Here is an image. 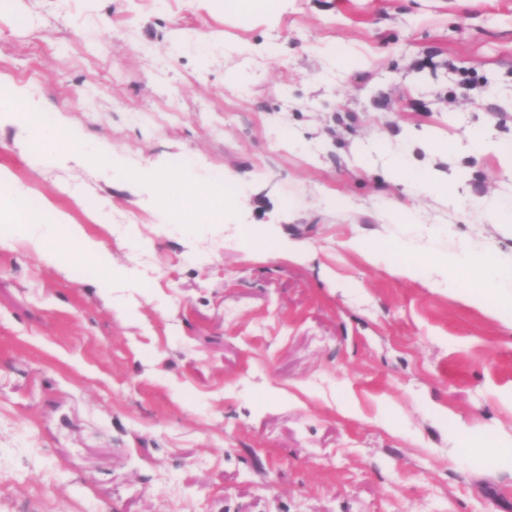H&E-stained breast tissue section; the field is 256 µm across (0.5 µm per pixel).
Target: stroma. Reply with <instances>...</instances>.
<instances>
[{
  "instance_id": "35a3bbf8",
  "label": "stroma",
  "mask_w": 512,
  "mask_h": 512,
  "mask_svg": "<svg viewBox=\"0 0 512 512\" xmlns=\"http://www.w3.org/2000/svg\"><path fill=\"white\" fill-rule=\"evenodd\" d=\"M0 85L141 174L0 122L115 270L0 236V512H512V321L395 272L512 265V0H0ZM173 176L235 203L174 223ZM393 168L395 172L408 179L421 192L435 193L441 188L442 180L437 174L424 169H412L407 165L404 158L395 156L393 158Z\"/></svg>"
}]
</instances>
